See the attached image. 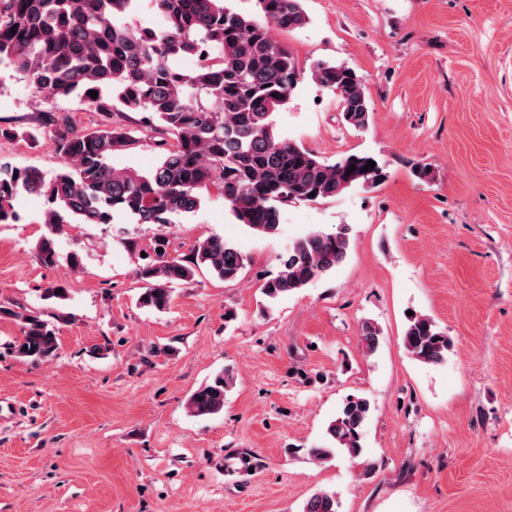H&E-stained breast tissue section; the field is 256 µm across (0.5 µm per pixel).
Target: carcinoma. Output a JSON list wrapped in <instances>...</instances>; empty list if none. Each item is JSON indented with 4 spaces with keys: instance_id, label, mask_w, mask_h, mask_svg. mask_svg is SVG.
Masks as SVG:
<instances>
[{
    "instance_id": "obj_1",
    "label": "carcinoma",
    "mask_w": 512,
    "mask_h": 512,
    "mask_svg": "<svg viewBox=\"0 0 512 512\" xmlns=\"http://www.w3.org/2000/svg\"><path fill=\"white\" fill-rule=\"evenodd\" d=\"M141 0H0V65L24 75L46 104L79 97L86 111L106 118L114 112H142L161 139L162 157L140 173L112 165L114 154L137 143L133 130L105 125L77 131V116L65 113L56 125L55 150L62 160L49 179L36 169L0 164V224L19 220L18 194L43 195L44 223L54 227L72 219L79 224H111L130 217L162 227L199 210L203 194L213 192L235 223L255 235L278 230L282 212L293 204L317 203L356 186L378 183L382 167L365 169L374 157L350 154L329 163L297 141L282 136L276 115L303 78L293 54L273 35L304 27L303 0H255L262 19L230 5L232 0H148L159 18L157 29L131 22ZM16 33H11V30ZM198 58L186 73L178 66ZM311 78L336 94L346 125L368 129L372 107L360 77L343 64L316 62ZM95 90L93 99L89 92ZM355 170H350V167ZM349 228L315 231L296 239L279 258L277 275L262 285L271 302L327 275L347 258ZM245 257L221 236L193 245L188 259L162 251L142 267L147 283L137 303L163 311L173 301L174 286L204 267L230 282L239 278ZM21 336L14 353L31 362L53 358L56 330L34 314H15ZM381 330L366 320L360 342L376 352ZM407 351L418 361L441 364L451 341L425 315H413L404 333ZM232 385L224 371L200 386L188 401L195 416L224 408ZM371 411L365 397H349L309 455L324 462L338 452H362L363 426ZM336 493L319 491L304 512H338Z\"/></svg>"
}]
</instances>
